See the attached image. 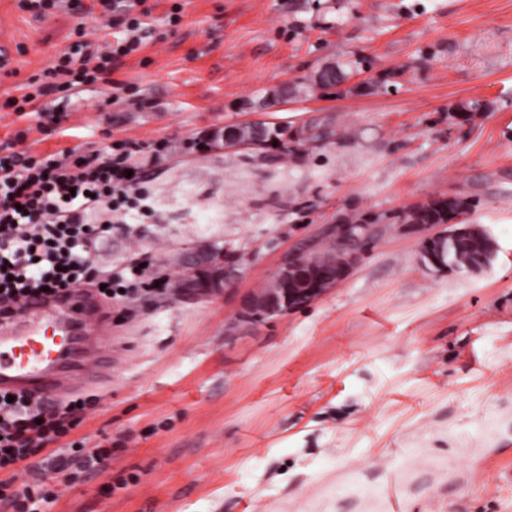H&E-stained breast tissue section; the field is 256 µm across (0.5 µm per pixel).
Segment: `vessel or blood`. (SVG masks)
Listing matches in <instances>:
<instances>
[{
	"label": "vessel or blood",
	"mask_w": 512,
	"mask_h": 512,
	"mask_svg": "<svg viewBox=\"0 0 512 512\" xmlns=\"http://www.w3.org/2000/svg\"><path fill=\"white\" fill-rule=\"evenodd\" d=\"M97 298L87 289L44 298L35 297L21 306L0 312V392L21 393L41 401H61L70 397L80 380L96 377L104 386L112 378V361L100 354L97 341H85L82 359L70 370H62L59 348L48 330L61 332L65 342H72L74 326L105 322L96 309Z\"/></svg>",
	"instance_id": "b4317fda"
}]
</instances>
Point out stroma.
<instances>
[{
	"label": "stroma",
	"instance_id": "stroma-1",
	"mask_svg": "<svg viewBox=\"0 0 512 512\" xmlns=\"http://www.w3.org/2000/svg\"><path fill=\"white\" fill-rule=\"evenodd\" d=\"M142 48L99 86L0 111L36 156L167 143L141 164L140 208L89 249L166 281L180 245L236 248L232 289L204 302L109 301L112 382L68 442H111L108 473L73 470L46 512H512V0H148ZM180 7L182 19L168 16ZM0 0L13 71L0 104L72 42ZM327 66L346 84L267 92ZM478 102L482 111L460 118ZM309 127L316 143L200 152L227 125ZM453 193L496 243L479 274L420 259L399 212ZM379 217L348 276L304 308L230 335L242 299L327 224ZM137 475L112 492L104 484ZM400 510H393L392 500Z\"/></svg>",
	"mask_w": 512,
	"mask_h": 512
}]
</instances>
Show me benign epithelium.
<instances>
[{
    "label": "benign epithelium",
    "instance_id": "obj_1",
    "mask_svg": "<svg viewBox=\"0 0 512 512\" xmlns=\"http://www.w3.org/2000/svg\"><path fill=\"white\" fill-rule=\"evenodd\" d=\"M345 231L336 236V225L324 226L314 239L299 248L288 250L262 292L246 298L238 312L258 317L262 314H284L302 304L311 303L328 289L341 281L359 258V248L375 236L377 228L371 224L344 225ZM406 228L420 235L422 252L432 257L434 248L448 238L449 233L433 231L431 224H408ZM336 237V254L331 256V274L313 281L306 288H291L289 282L294 277L307 281L314 277L312 268L302 266L297 261L301 253L313 254L323 242ZM181 263L171 277L173 294L187 300H206L217 297L232 287L237 274L238 262L229 259L230 249L184 246L179 248Z\"/></svg>",
    "mask_w": 512,
    "mask_h": 512
}]
</instances>
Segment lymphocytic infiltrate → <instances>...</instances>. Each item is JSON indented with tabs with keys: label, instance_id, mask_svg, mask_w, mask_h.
Here are the masks:
<instances>
[{
	"label": "lymphocytic infiltrate",
	"instance_id": "1",
	"mask_svg": "<svg viewBox=\"0 0 512 512\" xmlns=\"http://www.w3.org/2000/svg\"><path fill=\"white\" fill-rule=\"evenodd\" d=\"M145 0H94L93 11L104 21L122 26L123 40L99 46L84 27H75L77 47L59 57L33 79L35 90L11 100L10 111L29 112L38 99L96 83L108 84L113 67L138 51L143 42L137 12ZM165 144L125 143L102 156H74L64 149L40 158L0 145V306L18 305L41 290L57 293L92 281V263L81 255L98 234L93 217L106 209L137 208V184L130 157L148 153L158 158ZM85 401L53 406L25 395L0 393V503L12 512H44L58 497L57 483L29 472V457L66 437L76 427ZM112 447L74 443L52 453L49 471L65 475L73 467L102 471L112 461Z\"/></svg>",
	"mask_w": 512,
	"mask_h": 512
}]
</instances>
